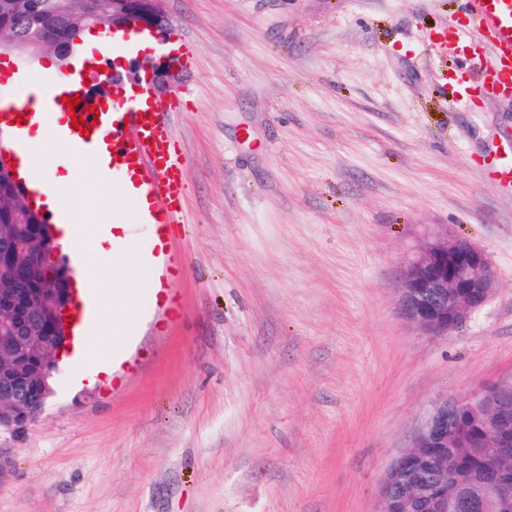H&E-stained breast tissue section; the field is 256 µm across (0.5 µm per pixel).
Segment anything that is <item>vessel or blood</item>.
Listing matches in <instances>:
<instances>
[{
	"instance_id": "vessel-or-blood-1",
	"label": "vessel or blood",
	"mask_w": 512,
	"mask_h": 512,
	"mask_svg": "<svg viewBox=\"0 0 512 512\" xmlns=\"http://www.w3.org/2000/svg\"><path fill=\"white\" fill-rule=\"evenodd\" d=\"M471 24L456 31L439 28L427 37L431 54L443 55L449 43L472 42L474 32L485 38L486 56L479 62H462L449 91L460 102L483 95L512 97V0H463ZM83 72L69 73L43 95L42 109L31 104L0 106V123L14 125L17 152L28 168H36L24 135L26 127L39 125L43 111L61 113L63 121L55 129L56 139L84 160L96 158L101 146L112 153V193L123 194L127 181L143 188L152 203L151 232L143 244L144 256L154 260L157 249H164L162 277L178 281L185 277L182 258L173 250L184 231V186L189 176L187 159L171 127L161 113L141 111L135 102L116 103L114 111L100 114L88 110L86 103L69 108L67 98L84 94ZM82 118V129H75L73 118ZM139 221L112 227V253L120 255L128 238L138 236Z\"/></svg>"
}]
</instances>
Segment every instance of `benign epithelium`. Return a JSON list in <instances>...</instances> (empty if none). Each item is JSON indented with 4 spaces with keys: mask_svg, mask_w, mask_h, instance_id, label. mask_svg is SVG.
Wrapping results in <instances>:
<instances>
[{
    "mask_svg": "<svg viewBox=\"0 0 512 512\" xmlns=\"http://www.w3.org/2000/svg\"><path fill=\"white\" fill-rule=\"evenodd\" d=\"M112 30H148L159 43L168 40V24L160 0H112ZM40 46L61 58L70 53L77 37L61 39L42 27ZM105 76L96 101L118 93L128 79L146 86L157 102L174 86L175 62L137 61L121 74L115 69L97 72L91 81ZM9 176L10 188L0 190V208L18 205L28 221H34L42 233L28 251L21 267L12 261L16 245L0 230V278L10 282L0 288V432H23L43 412L54 394V373L59 357L71 340L70 311L75 288L68 271L61 268L59 247L42 213L29 205L23 186L0 146V173ZM402 310L404 315L425 331L437 334L461 328L471 315L487 304L498 288V280L487 253L464 238L435 234L417 254L403 265ZM39 285L38 297L31 299L24 284ZM491 411L490 430L498 435L501 456L512 451L508 437L512 418V380L483 386L470 395ZM461 401L433 406L413 432L408 449L387 469L377 512H448V470L453 462L448 454V421L457 416ZM482 484L492 490L500 503L512 504V477L498 466L481 476Z\"/></svg>",
    "mask_w": 512,
    "mask_h": 512,
    "instance_id": "benign-epithelium-1",
    "label": "benign epithelium"
}]
</instances>
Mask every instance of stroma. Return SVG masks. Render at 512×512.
Listing matches in <instances>:
<instances>
[{"label": "stroma", "mask_w": 512, "mask_h": 512, "mask_svg": "<svg viewBox=\"0 0 512 512\" xmlns=\"http://www.w3.org/2000/svg\"><path fill=\"white\" fill-rule=\"evenodd\" d=\"M181 53L159 111L189 161L183 312L148 296L92 380L0 435V512H375L436 403L512 377V187L483 161L512 98L443 91L425 36L461 0H164ZM48 51L8 54L0 100ZM468 239L499 287L433 335L401 310L402 262ZM122 372L113 387V372Z\"/></svg>", "instance_id": "1"}]
</instances>
